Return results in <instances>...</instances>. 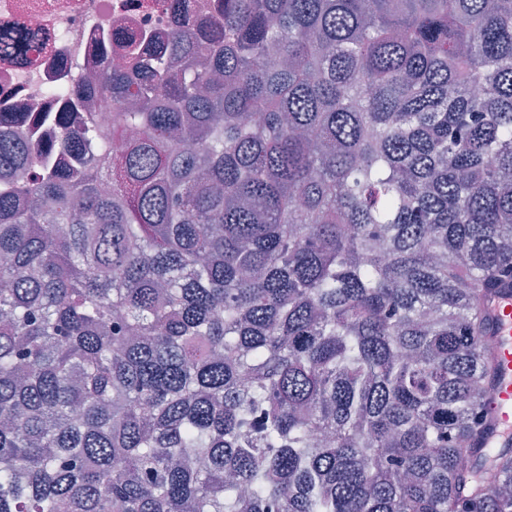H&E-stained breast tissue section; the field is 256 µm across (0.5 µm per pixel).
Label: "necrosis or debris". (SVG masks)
I'll return each instance as SVG.
<instances>
[{
  "label": "necrosis or debris",
  "instance_id": "1",
  "mask_svg": "<svg viewBox=\"0 0 512 512\" xmlns=\"http://www.w3.org/2000/svg\"><path fill=\"white\" fill-rule=\"evenodd\" d=\"M176 21L174 0H0V29L20 25L37 35L26 61L0 53V112L21 117L20 130L32 143L53 141V117L66 100L50 96V87L120 64V57L109 60L96 50L113 34L134 30L148 38Z\"/></svg>",
  "mask_w": 512,
  "mask_h": 512
}]
</instances>
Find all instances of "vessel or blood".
<instances>
[{"label": "vessel or blood", "mask_w": 512, "mask_h": 512, "mask_svg": "<svg viewBox=\"0 0 512 512\" xmlns=\"http://www.w3.org/2000/svg\"><path fill=\"white\" fill-rule=\"evenodd\" d=\"M494 333L498 340L496 358L498 379L494 398L500 411L491 439L501 443L512 440V296L503 295L493 305Z\"/></svg>", "instance_id": "b4317fda"}]
</instances>
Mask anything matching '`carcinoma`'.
<instances>
[{"instance_id": "cac0c4a2", "label": "carcinoma", "mask_w": 512, "mask_h": 512, "mask_svg": "<svg viewBox=\"0 0 512 512\" xmlns=\"http://www.w3.org/2000/svg\"><path fill=\"white\" fill-rule=\"evenodd\" d=\"M175 2L0 112V512H512V0ZM494 333L498 340L496 358L498 379L494 390L496 406L501 407L495 420L491 440H512V297L500 296L493 305Z\"/></svg>"}]
</instances>
